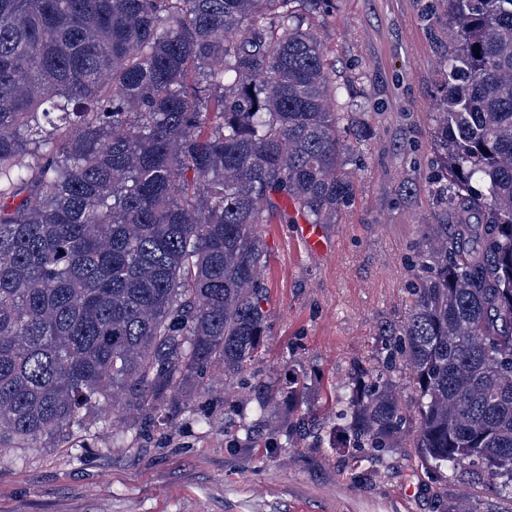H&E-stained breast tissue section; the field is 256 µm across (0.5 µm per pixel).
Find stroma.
Listing matches in <instances>:
<instances>
[{
	"label": "stroma",
	"mask_w": 512,
	"mask_h": 512,
	"mask_svg": "<svg viewBox=\"0 0 512 512\" xmlns=\"http://www.w3.org/2000/svg\"><path fill=\"white\" fill-rule=\"evenodd\" d=\"M434 0H328L311 22L334 66V111L355 200L324 225L325 253L307 251L297 227L262 225L268 245V336L250 387L211 380L165 430H142L124 409L89 421L85 447H0V512H448L470 495L475 512H504L489 494L435 472L411 473L403 450L348 469L324 391L353 363H371L376 326L409 312L416 247L426 225L453 222L429 183L427 143L439 96L448 21ZM306 378L316 421L294 448L270 441L288 419L275 399L253 414L261 382Z\"/></svg>",
	"instance_id": "stroma-1"
}]
</instances>
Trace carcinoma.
<instances>
[{
    "label": "carcinoma",
    "mask_w": 512,
    "mask_h": 512,
    "mask_svg": "<svg viewBox=\"0 0 512 512\" xmlns=\"http://www.w3.org/2000/svg\"><path fill=\"white\" fill-rule=\"evenodd\" d=\"M327 0H0V446L134 409L189 411L215 364L259 363L268 248L293 209L354 200L323 46ZM411 308L334 395L336 448H411L512 504V0H441ZM412 396L396 392L402 367Z\"/></svg>",
    "instance_id": "1"
}]
</instances>
